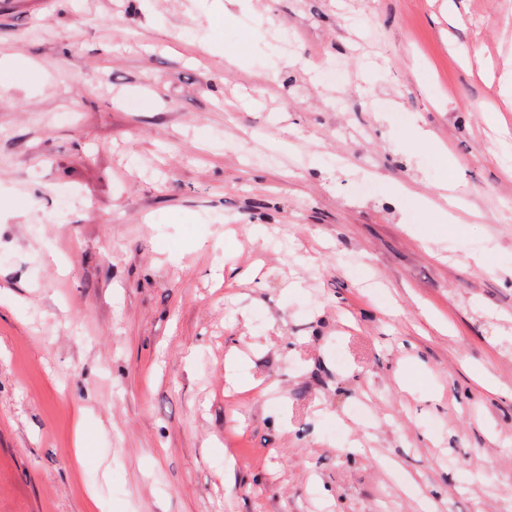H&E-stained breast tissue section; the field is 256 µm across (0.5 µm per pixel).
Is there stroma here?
<instances>
[{
	"mask_svg": "<svg viewBox=\"0 0 512 512\" xmlns=\"http://www.w3.org/2000/svg\"><path fill=\"white\" fill-rule=\"evenodd\" d=\"M426 500L512 512V0H0V512Z\"/></svg>",
	"mask_w": 512,
	"mask_h": 512,
	"instance_id": "obj_1",
	"label": "stroma"
}]
</instances>
